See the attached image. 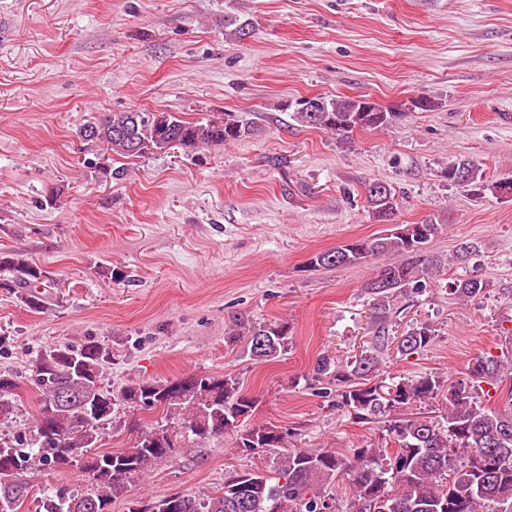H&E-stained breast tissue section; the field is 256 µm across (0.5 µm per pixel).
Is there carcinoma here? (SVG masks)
Listing matches in <instances>:
<instances>
[{
  "instance_id": "obj_1",
  "label": "carcinoma",
  "mask_w": 512,
  "mask_h": 512,
  "mask_svg": "<svg viewBox=\"0 0 512 512\" xmlns=\"http://www.w3.org/2000/svg\"><path fill=\"white\" fill-rule=\"evenodd\" d=\"M318 111L295 104L293 119L323 129L342 140L354 130L393 129L414 112L432 111L436 103L417 96L397 106L370 99L316 97ZM128 157L179 147L187 153L224 146L254 134V127L227 114L223 118L187 121L172 112L131 109L107 112L82 130ZM464 170L460 186L482 199L494 188L512 184V176L490 181L473 160L461 156L446 176ZM366 206L375 221L388 225L380 235L356 238L310 259L314 268L362 265L381 257L364 285L371 298L372 342L346 361L321 355L311 381L322 394H336L354 420L383 425L391 452L385 447L357 448L350 462L335 449L286 446L292 433L275 426L245 424L257 408L242 383L231 375H202L127 386L114 392L102 387L112 351L88 339L78 345L64 342L43 347L29 363L31 381L39 393V413L27 437H0V512H21L28 499L22 473L37 466L49 472L79 470L86 488L65 495L43 490L32 512H82L92 500L96 512H109L112 499L126 492L125 480L146 472L184 442H203L223 434L236 435L243 452L269 453L270 470L231 472L214 494L160 496L130 512H342L343 504L329 489L339 480L352 486L350 512H512V362L480 357L465 380L424 373L388 376L381 373L391 326V306L397 299L420 294L424 277L448 273V260L427 255L442 222L427 218L419 224H395V193L375 181L366 188ZM56 282L19 251L0 252V288L15 290L29 309H44ZM488 282L478 267L448 278V296L469 301L486 292ZM436 329L417 324L400 338V355L429 347ZM286 322L243 326L229 340L248 337L247 350L255 361H271L288 350ZM485 380L509 381L508 406L488 408L476 400V386ZM15 376L0 373V410L14 408ZM443 398L444 411L431 415L418 410L429 400ZM161 410L162 416L137 431L131 446L100 450L107 429L131 408Z\"/></svg>"
}]
</instances>
